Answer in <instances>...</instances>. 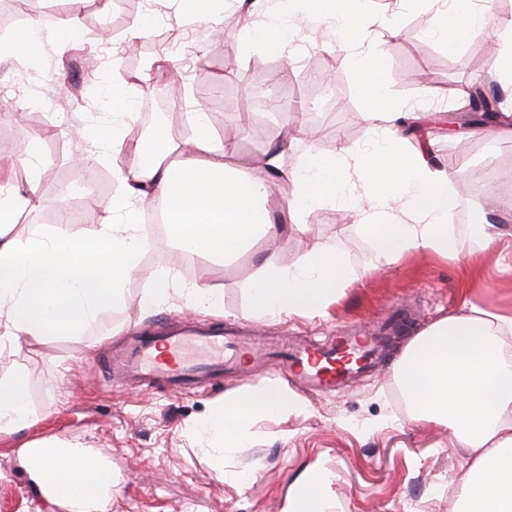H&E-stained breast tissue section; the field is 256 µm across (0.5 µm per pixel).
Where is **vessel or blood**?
Segmentation results:
<instances>
[{
    "label": "vessel or blood",
    "mask_w": 512,
    "mask_h": 512,
    "mask_svg": "<svg viewBox=\"0 0 512 512\" xmlns=\"http://www.w3.org/2000/svg\"><path fill=\"white\" fill-rule=\"evenodd\" d=\"M384 342V337L366 332L339 336L326 345H299L286 354L282 370L289 379L329 391L372 368ZM224 347L223 332L173 328L134 337L116 367L136 380H165L180 388L223 371Z\"/></svg>",
    "instance_id": "vessel-or-blood-1"
}]
</instances>
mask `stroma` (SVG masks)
Here are the masks:
<instances>
[{"instance_id": "35a3bbf8", "label": "stroma", "mask_w": 512, "mask_h": 512, "mask_svg": "<svg viewBox=\"0 0 512 512\" xmlns=\"http://www.w3.org/2000/svg\"><path fill=\"white\" fill-rule=\"evenodd\" d=\"M492 26L448 52L430 30V20L444 7L442 0H372L362 21V51L387 47L383 95L400 112H431L435 121L422 126L438 168L465 170L468 195L455 207L450 228L459 256L446 259L428 252H410L395 264L371 269L364 217L341 202L327 201L304 214L280 205L287 182L273 188L274 216L291 225L285 242L288 259L319 247L341 255L355 279L321 318L248 317L249 289L258 261L253 254L226 263L198 256L181 264L176 247L165 235L151 234L137 272L125 285L127 303L104 310L82 336H55L21 347L0 348V378L22 374L26 398L35 419L19 433L0 435V512H68L50 506L32 491L28 448H87L112 467V493L99 512H286L304 481L320 475L329 512H459L457 476L474 459L452 433L434 423L410 418L395 375L410 345L433 322L468 312L512 311V216L501 214L497 202L512 198V147L479 135L461 141L448 135L462 114L456 99L438 94L433 81L469 84L470 64L494 55L495 25L512 21V0H481ZM124 17L143 20L147 30L139 42L147 47L136 69L117 44L128 43L126 30L107 28L90 39H69L44 27L40 48L32 53L6 50L10 34H0V87L8 88L15 118L13 135L0 141V164L16 162L38 129L51 137L39 151L43 188L37 206L21 210L14 232L25 239L34 229L48 233L93 236L104 223L106 208L119 191L111 176L112 145L97 142L100 128L111 125L117 107L112 87L126 82L131 110L140 129L157 118L166 125L187 124L205 113L219 140H231L251 164L264 151L287 139L282 170L297 154L313 148L324 154L348 146L363 150L381 136V125L369 124L357 93L353 62L325 28L296 18L297 33L281 55L258 44L216 41L207 24L189 23L179 0H127ZM181 34L187 54L153 47L159 29ZM328 58L325 93H303V72L316 58ZM259 69L271 99L301 101L306 113L332 105L336 119L324 128L309 122L286 130L284 121L260 112L248 120L231 117L219 123L216 105L202 92L203 82L221 86L224 103L248 93L243 78ZM223 103V104H224ZM90 153L108 183L89 192L66 193L78 172L76 155ZM499 225L503 237L496 249L480 251L471 233L481 222ZM305 232H297V225ZM169 268L175 293L153 310L140 304L155 270ZM202 281L221 290V314L187 304L180 290ZM408 312L415 323L405 336L393 339L391 356L381 372L359 374L317 392L298 389L305 410L282 413L254 423L237 448L210 447L197 424L230 391L283 382L273 357L225 366L223 375L204 388L174 390L164 381L115 386L105 372L109 356L123 351L130 338L163 324L194 322L223 329L225 334L273 343L321 339L333 333L356 332L384 323L395 310Z\"/></svg>"}]
</instances>
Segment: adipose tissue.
I'll return each instance as SVG.
<instances>
[{
	"mask_svg": "<svg viewBox=\"0 0 512 512\" xmlns=\"http://www.w3.org/2000/svg\"><path fill=\"white\" fill-rule=\"evenodd\" d=\"M370 0H289L288 11L327 24L351 52L357 90L366 119L385 123L381 147L359 154L363 191L345 199L346 209L369 218L373 266L396 263L410 251L457 257L448 214L466 193L469 180L434 166L428 145L407 143L409 124L422 125L426 113L391 111L378 90L385 76L384 50L364 55L361 19ZM288 11L266 12L261 25L243 21L234 31L244 45L261 40L277 54L288 44ZM484 26L475 0H452L433 21L434 33L456 51ZM130 112L112 123V169L122 193L108 208L112 222L95 236L81 238L34 232L26 240L13 233L14 210L35 206L41 197L39 147L26 148L24 192L0 186V346H17L52 336L81 335L106 308L125 304L126 280L150 245L138 223L140 209L166 205L165 233L180 253L203 252L228 259L252 251L259 256L251 287L252 316H324L354 275L344 258L316 248L284 261L279 225L271 218L270 174L281 165L284 146L266 151L267 177L252 174L233 150L217 143L203 113L182 132L132 138ZM348 169L343 156L308 149L289 174V209L309 212L343 193ZM411 209L412 224L379 222L376 210ZM512 335V313L474 311L433 324L402 357L396 382L413 419L444 425L477 458L459 477L462 512H512V364L501 345ZM297 394L274 383L233 391L202 424V432L232 447L254 421L303 409ZM25 379H0V434H15L32 420ZM28 477L47 501H62L69 512H92L112 487V471L84 449L32 448Z\"/></svg>",
	"mask_w": 512,
	"mask_h": 512,
	"instance_id": "adipose-tissue-1",
	"label": "adipose tissue"
}]
</instances>
